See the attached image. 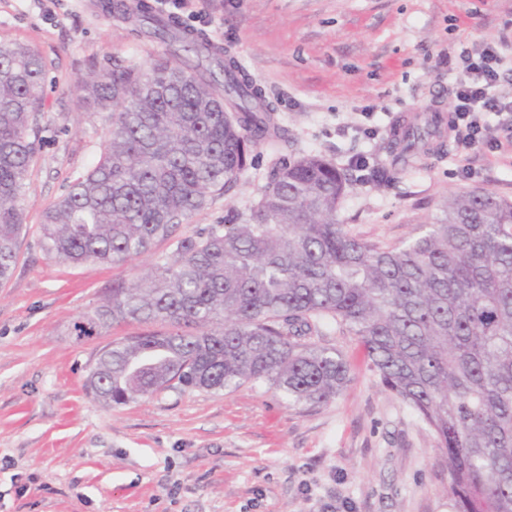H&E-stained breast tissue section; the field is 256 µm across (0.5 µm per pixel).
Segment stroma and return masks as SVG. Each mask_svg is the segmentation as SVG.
Segmentation results:
<instances>
[{"label": "stroma", "mask_w": 512, "mask_h": 512, "mask_svg": "<svg viewBox=\"0 0 512 512\" xmlns=\"http://www.w3.org/2000/svg\"><path fill=\"white\" fill-rule=\"evenodd\" d=\"M178 16L236 58L288 137L260 145L237 187L181 226L185 236L247 211L282 157L389 165L398 120L451 112L462 49L512 57V0H191ZM0 40L34 47L49 68L24 231L0 283V512H448L442 451L352 336L323 338L353 376L326 405H291L248 382L112 407L86 393L102 348L147 327L121 322L80 340L74 321L170 248L158 242L124 266L70 264L47 253L43 215L105 141L79 79L116 57L149 68L166 47L102 0H0ZM482 188L512 199V145L469 156L443 135L389 183L354 171L338 215L364 241L397 246L450 195Z\"/></svg>", "instance_id": "35a3bbf8"}]
</instances>
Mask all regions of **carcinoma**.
I'll list each match as a JSON object with an SVG mask.
<instances>
[{
    "label": "carcinoma",
    "instance_id": "cac0c4a2",
    "mask_svg": "<svg viewBox=\"0 0 512 512\" xmlns=\"http://www.w3.org/2000/svg\"><path fill=\"white\" fill-rule=\"evenodd\" d=\"M103 9L148 24L171 51L146 70L115 57L80 79L106 139L96 165L45 213L43 237L53 258L112 266L170 242L73 328L79 337L125 321L172 330L113 343L88 391L122 405L169 388L252 382L294 405L328 404L350 382L342 352L313 341L334 324L431 429L449 512H512V200L483 189L452 195L415 236L382 248L338 218L348 175L304 154L279 162L247 213L181 236L189 216L237 186L257 147L288 139L223 48L176 17H155L144 0ZM46 80L33 47L0 41V281L17 259ZM432 135L413 124L389 153L404 163Z\"/></svg>",
    "mask_w": 512,
    "mask_h": 512
}]
</instances>
